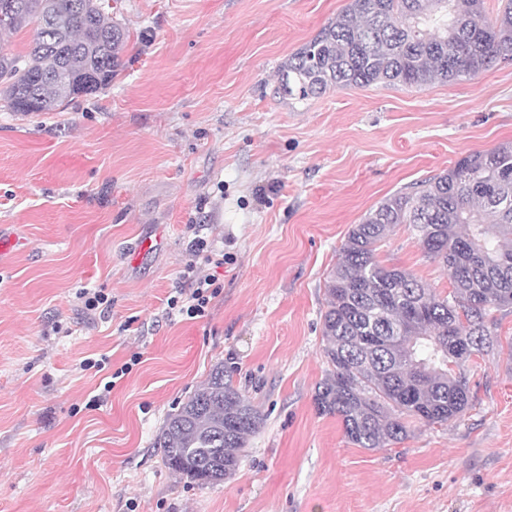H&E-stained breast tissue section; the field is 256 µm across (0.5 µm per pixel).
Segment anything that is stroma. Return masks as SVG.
I'll return each instance as SVG.
<instances>
[{"label":"stroma","mask_w":512,"mask_h":512,"mask_svg":"<svg viewBox=\"0 0 512 512\" xmlns=\"http://www.w3.org/2000/svg\"><path fill=\"white\" fill-rule=\"evenodd\" d=\"M107 2L130 33L107 89L62 112L0 106V233L24 241L0 257V512H512V309L491 312L496 342L469 363L474 405L455 421L368 450L314 403L349 230L512 142V62L299 103L278 68L347 0ZM194 224L224 253V286L189 321L166 299ZM144 239L155 249L134 258ZM376 257L452 290L404 227ZM83 287L108 294V316L82 313ZM219 364L265 425L232 477L200 487L155 441Z\"/></svg>","instance_id":"obj_1"}]
</instances>
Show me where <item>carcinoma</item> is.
<instances>
[{
  "mask_svg": "<svg viewBox=\"0 0 512 512\" xmlns=\"http://www.w3.org/2000/svg\"><path fill=\"white\" fill-rule=\"evenodd\" d=\"M32 27L25 54L0 46V98L24 115L62 112L112 84L129 33L102 0H0V34ZM512 61V0L490 18L484 0H349L280 65L279 92L305 101L375 83L422 88L472 79ZM408 225L448 270L443 296L410 272L382 265L376 245ZM512 307V143L476 151L411 192H398L349 231L325 283L323 356L315 392L359 448L408 437L409 420L443 425L471 405L467 362L494 345L492 309ZM263 415L224 365L169 415L156 447L168 469L214 485L238 468Z\"/></svg>",
  "mask_w": 512,
  "mask_h": 512,
  "instance_id": "1",
  "label": "carcinoma"
}]
</instances>
